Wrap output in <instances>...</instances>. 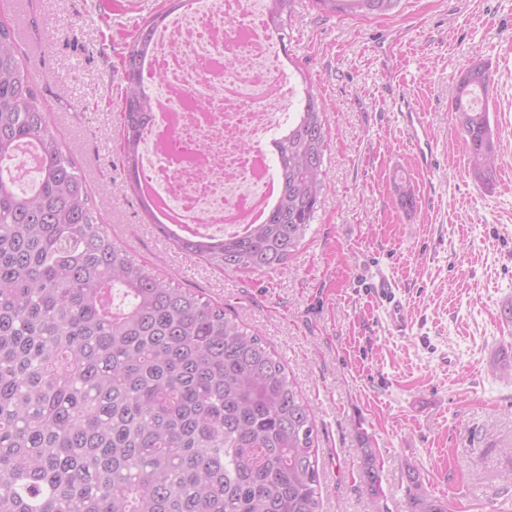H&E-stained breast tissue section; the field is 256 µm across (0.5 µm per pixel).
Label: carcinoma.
<instances>
[{
	"mask_svg": "<svg viewBox=\"0 0 512 512\" xmlns=\"http://www.w3.org/2000/svg\"><path fill=\"white\" fill-rule=\"evenodd\" d=\"M400 0H313L325 13L385 15ZM126 43L120 155L139 194V147L152 119L141 81L155 28ZM295 0H269L286 38ZM303 98L272 140L280 191L267 218L224 238L186 237L145 213L174 246L222 271L288 266L326 190L327 110ZM489 65L461 75L456 126L475 181L493 185L497 132L476 99ZM39 158L20 191L12 161ZM318 429L285 366L256 334L135 260L97 215L87 184L44 111L14 33L0 24V512H318ZM360 478L391 512L371 448ZM411 512H449L408 473Z\"/></svg>",
	"mask_w": 512,
	"mask_h": 512,
	"instance_id": "1",
	"label": "carcinoma"
}]
</instances>
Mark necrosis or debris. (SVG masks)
Listing matches in <instances>:
<instances>
[{
  "label": "necrosis or debris",
  "instance_id": "obj_1",
  "mask_svg": "<svg viewBox=\"0 0 512 512\" xmlns=\"http://www.w3.org/2000/svg\"><path fill=\"white\" fill-rule=\"evenodd\" d=\"M259 0H188L157 31L142 73L154 93V138L140 163L182 234H235L266 195L262 158L241 142L282 125L298 86L280 58Z\"/></svg>",
  "mask_w": 512,
  "mask_h": 512
}]
</instances>
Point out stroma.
Here are the masks:
<instances>
[{
  "label": "stroma",
  "mask_w": 512,
  "mask_h": 512,
  "mask_svg": "<svg viewBox=\"0 0 512 512\" xmlns=\"http://www.w3.org/2000/svg\"><path fill=\"white\" fill-rule=\"evenodd\" d=\"M0 0L49 122L97 213L133 257L223 304L293 376L318 426L320 512H374L359 474L374 449L392 512L407 471L452 512H512V0H400L381 16L296 0L283 48L328 111L327 190L283 271L222 272L144 216L120 157L124 43L166 0ZM490 65L491 188L474 181L453 114L457 79ZM415 102L442 149L417 170L397 114ZM409 179L414 207L395 183ZM406 303L391 334L379 276Z\"/></svg>",
  "instance_id": "obj_1"
}]
</instances>
